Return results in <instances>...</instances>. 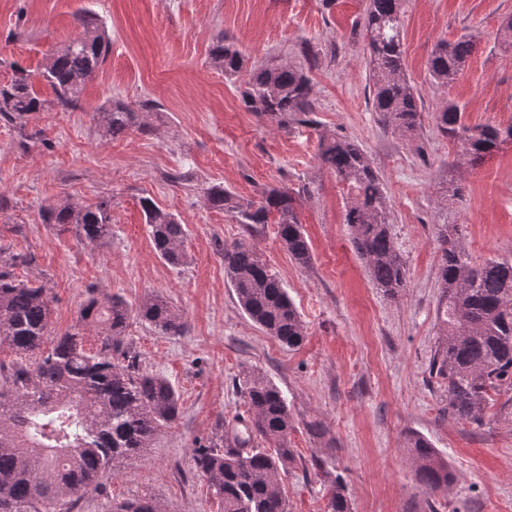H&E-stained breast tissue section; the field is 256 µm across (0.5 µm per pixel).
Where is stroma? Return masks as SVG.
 <instances>
[{
	"label": "stroma",
	"mask_w": 512,
	"mask_h": 512,
	"mask_svg": "<svg viewBox=\"0 0 512 512\" xmlns=\"http://www.w3.org/2000/svg\"><path fill=\"white\" fill-rule=\"evenodd\" d=\"M364 0H0V85L25 76L43 111L0 119V244L25 257L17 279L45 285L49 336L76 325L91 289L138 305L165 297L187 323L167 336L130 320L125 341L143 372L166 377L179 414L150 448L102 476L77 512L108 501L153 498L162 512H223L195 468L192 448L244 415L236 388L243 370L265 375L285 394L295 457L282 482L289 512H324L322 473L341 475L352 512H512V419L488 408L483 425L449 418L445 384L431 373L442 340L439 225H455L474 261L512 255V144L481 164H460L456 142L433 114L449 102L471 125L512 124V40L502 26L512 0H404L407 74L422 109L415 131L388 129L372 106ZM94 13L111 39L101 70L76 107L54 105L42 72L76 38L78 14ZM469 35L477 47L448 86L434 83L429 58L441 41ZM225 37L249 65L302 63L317 127L284 131L244 111L239 79L210 59ZM153 104L144 128L103 135L112 101ZM338 133L368 154L390 200L392 233L408 271L397 297L371 283L344 222L346 187L318 160L320 132ZM185 172L189 181L173 183ZM308 184L297 204L313 261L295 264L275 225L240 224L209 206L221 185L259 201L271 187ZM455 197H447L450 189ZM153 199L185 225L184 265L155 251L142 211ZM112 202V229L81 242L41 218L66 202ZM257 246L307 326L300 347L282 345L250 320L224 275L223 245ZM426 438L456 477L431 491L419 482L408 440Z\"/></svg>",
	"instance_id": "1"
}]
</instances>
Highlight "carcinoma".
I'll use <instances>...</instances> for the list:
<instances>
[{
	"label": "carcinoma",
	"mask_w": 512,
	"mask_h": 512,
	"mask_svg": "<svg viewBox=\"0 0 512 512\" xmlns=\"http://www.w3.org/2000/svg\"><path fill=\"white\" fill-rule=\"evenodd\" d=\"M363 36L373 71V108L386 127L409 132L420 124V96L406 77L401 42L403 0H365ZM81 34L73 39L42 77L55 92L57 105L72 106L84 83L96 74L111 51V41L97 17H79ZM476 48L462 36L440 42L429 70L446 86ZM224 75H240L245 55L225 38L210 51ZM244 109L270 118L286 130L311 121L315 99L304 65H266L254 69L240 91ZM45 101L24 75L0 87V118L43 110ZM137 113L115 102L99 113L103 132L120 137L133 127ZM438 131L459 144L465 162L476 166L512 142V125L471 126L465 112L448 103L434 113ZM319 158L349 187L345 222L350 243L365 264L372 284L386 296L407 287L406 263L390 224L387 190L367 154L345 136L323 134ZM208 204L232 214L240 224H267L275 215L277 235L296 264L308 267L313 255L299 220L293 194L271 188L259 202L240 199L222 187L206 189ZM150 238L172 266L187 261V230L174 214L149 198L141 201ZM43 221L72 226L82 241L93 244L111 232V202L94 207L67 203L43 212ZM438 268L445 336L432 371L446 384L448 416L481 424L492 395L505 394L499 412H512V258L474 262L465 246L441 225ZM224 274L243 311L268 335L290 348L302 344L307 328L286 288L261 252L238 242L224 246ZM26 259L0 245V346L16 359L0 361V512H73L78 500L99 477L150 447L158 432L174 422L178 397L164 377L141 370L137 354L124 345L129 319L136 317L169 336H182L186 324L170 302L159 297L132 308L120 296L95 291L82 306L77 325L46 338L50 300L42 285L24 283L12 268ZM100 330V343L85 348L87 330ZM238 389L248 408L242 429L230 440L241 454L224 447V435L193 449L196 469L210 483L223 512H288L281 474L293 462L288 437L294 421L287 398L264 375L245 372ZM411 460L420 481L432 490L454 482L448 465L422 437L409 440ZM327 512H351L341 476L324 472ZM108 512H158L149 498L114 503Z\"/></svg>",
	"instance_id": "cac0c4a2"
}]
</instances>
